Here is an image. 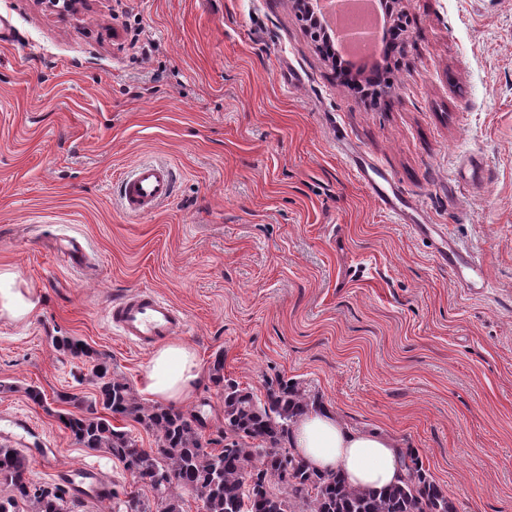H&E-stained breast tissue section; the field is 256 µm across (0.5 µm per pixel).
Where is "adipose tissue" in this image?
Listing matches in <instances>:
<instances>
[{"mask_svg":"<svg viewBox=\"0 0 512 512\" xmlns=\"http://www.w3.org/2000/svg\"><path fill=\"white\" fill-rule=\"evenodd\" d=\"M204 380L195 350L181 341L155 349L141 380V389L158 404H187ZM289 448L321 471L343 472L359 488L381 489L398 483V446L385 436L346 426L335 411L311 410L293 425Z\"/></svg>","mask_w":512,"mask_h":512,"instance_id":"1","label":"adipose tissue"}]
</instances>
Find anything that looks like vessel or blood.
Wrapping results in <instances>:
<instances>
[{"mask_svg": "<svg viewBox=\"0 0 512 512\" xmlns=\"http://www.w3.org/2000/svg\"><path fill=\"white\" fill-rule=\"evenodd\" d=\"M365 186L382 209L396 217H405L407 197L389 177L379 175L366 181ZM175 192L173 172L162 163H140L120 184L123 207L131 215L156 210L173 198ZM436 257L441 264L455 272L462 287L474 288L483 282L481 269L449 241L438 243ZM109 317L122 336L144 350L162 340L183 334L188 326V317L182 308L147 288L130 292L114 303ZM67 479L74 491L88 497L101 492L106 473L98 466L86 464L68 472Z\"/></svg>", "mask_w": 512, "mask_h": 512, "instance_id": "obj_1", "label": "vessel or blood"}]
</instances>
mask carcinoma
Returning <instances> with one entry per match:
<instances>
[{
	"label": "carcinoma",
	"mask_w": 512,
	"mask_h": 512,
	"mask_svg": "<svg viewBox=\"0 0 512 512\" xmlns=\"http://www.w3.org/2000/svg\"><path fill=\"white\" fill-rule=\"evenodd\" d=\"M56 347L91 364L79 382L95 388L91 401L71 397L76 411L63 414L75 442L91 452H105L123 464L133 482L149 487L154 500L136 490H105L117 512H180L182 495L196 493L205 512H452L445 491L431 478L413 448L401 451L405 478L382 490H360L338 474H320L290 448L294 421L321 404L296 382L266 381L264 399L224 382V353L215 355L211 381L224 385V448L206 450L204 424L182 409L149 405L137 396L108 362L75 336L54 337ZM131 418L152 431L156 447L146 450L127 432L98 414ZM32 460L20 449L0 446V512H73L69 487L33 485L27 480Z\"/></svg>",
	"instance_id": "carcinoma-1"
}]
</instances>
